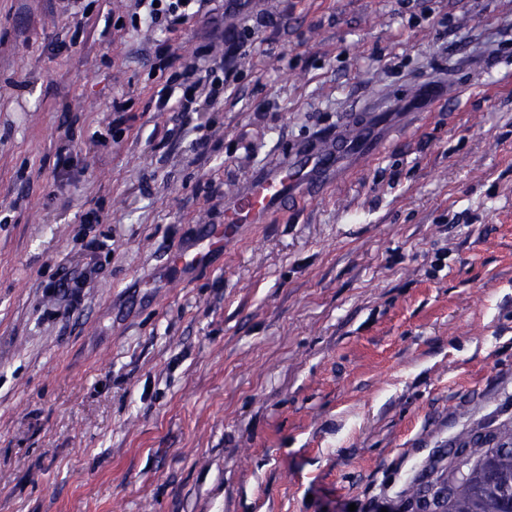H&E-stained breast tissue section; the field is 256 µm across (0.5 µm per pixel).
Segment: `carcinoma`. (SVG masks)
Instances as JSON below:
<instances>
[{
    "mask_svg": "<svg viewBox=\"0 0 512 512\" xmlns=\"http://www.w3.org/2000/svg\"><path fill=\"white\" fill-rule=\"evenodd\" d=\"M458 449L476 458L473 467L450 482L436 457L413 489L415 512H512V433L500 434L494 448L465 440Z\"/></svg>",
    "mask_w": 512,
    "mask_h": 512,
    "instance_id": "obj_1",
    "label": "carcinoma"
}]
</instances>
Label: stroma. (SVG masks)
Returning <instances> with one entry per match:
<instances>
[{
    "mask_svg": "<svg viewBox=\"0 0 512 512\" xmlns=\"http://www.w3.org/2000/svg\"><path fill=\"white\" fill-rule=\"evenodd\" d=\"M78 4L73 46L58 0H0V512H405L512 430V0H253L278 28L184 117L156 44L201 23ZM350 122L379 153L175 266Z\"/></svg>",
    "mask_w": 512,
    "mask_h": 512,
    "instance_id": "1",
    "label": "stroma"
}]
</instances>
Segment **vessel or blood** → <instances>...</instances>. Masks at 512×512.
<instances>
[{
	"instance_id": "vessel-or-blood-1",
	"label": "vessel or blood",
	"mask_w": 512,
	"mask_h": 512,
	"mask_svg": "<svg viewBox=\"0 0 512 512\" xmlns=\"http://www.w3.org/2000/svg\"><path fill=\"white\" fill-rule=\"evenodd\" d=\"M330 151L311 153L298 161L281 159L256 173L244 191L236 193L224 211L223 223L211 226L207 247L177 252L174 262L182 268L206 266L208 255L224 248L226 240L236 237L245 224L265 223L269 214L285 203L297 190L317 193L330 174Z\"/></svg>"
}]
</instances>
